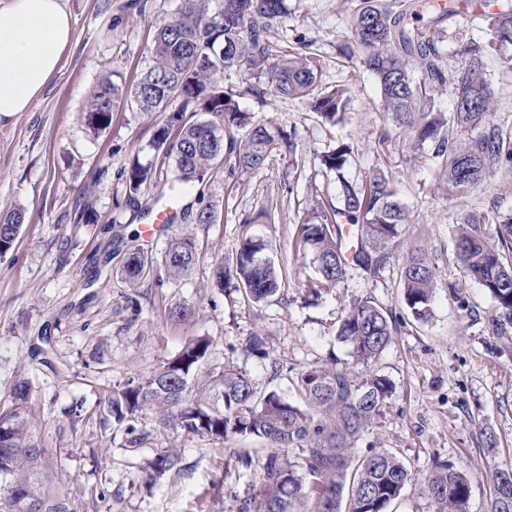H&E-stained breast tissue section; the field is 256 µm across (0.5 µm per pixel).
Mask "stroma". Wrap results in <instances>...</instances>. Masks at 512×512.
Here are the masks:
<instances>
[{"instance_id": "35a3bbf8", "label": "stroma", "mask_w": 512, "mask_h": 512, "mask_svg": "<svg viewBox=\"0 0 512 512\" xmlns=\"http://www.w3.org/2000/svg\"><path fill=\"white\" fill-rule=\"evenodd\" d=\"M129 2L66 0L73 40L60 70L29 111L0 116V218L22 215L14 248L0 257V407L10 406L17 381L30 383L34 437L53 466V488L73 512H233L230 491H244L252 477L225 471V460L241 449L259 455L260 442L233 438L219 445L163 434L149 412L139 420L146 438L132 445L99 408L100 398L149 374L198 336L212 338V361L293 398L275 364L301 368L331 353L346 358L336 326L352 301L371 296L395 320L394 341L377 364L394 389L357 453L388 449L418 477L435 461L453 463L469 478L470 512H485L494 474L512 467V331L492 335L487 318L494 302L458 267L451 227L471 213H512V173H491L477 188L449 196L446 173L430 150L408 149V134L381 111L378 87L359 53L340 52L351 36L356 0H288V15L269 40L280 50L307 45L321 63L324 87L347 91L345 121L323 123L305 98H257L246 90V73H225L223 83L237 90L242 110L294 132L295 155L271 156L257 171L223 164L200 194L176 197L152 187L143 200L149 215H134L122 206L117 173L133 156L148 159L161 116L126 107L95 136L83 109L106 72L135 82L151 61L156 23L176 17L182 2L139 0L135 8ZM485 71L499 91L493 121L510 130L512 46L487 59ZM341 142L355 152L348 179H362L377 166L389 173L411 217L401 249L423 244L429 250L437 282L427 322L415 321L406 307L397 262L374 280L350 270L318 298L306 287L312 257L295 251L294 235L316 200H336V179L317 157ZM78 198L97 214L96 223L74 222ZM203 204L215 220L195 229L193 272L161 287L151 276L130 285L117 239H136L159 255L183 225L158 224V212ZM264 209L273 223H256ZM246 232L267 241L284 278L280 294L258 306L214 283L216 266L232 259ZM175 307L186 308L187 316L171 318ZM257 330L268 338L267 358L236 353ZM168 448L178 449L179 470L151 485L139 480L147 461Z\"/></svg>"}]
</instances>
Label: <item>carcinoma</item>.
<instances>
[{
	"mask_svg": "<svg viewBox=\"0 0 512 512\" xmlns=\"http://www.w3.org/2000/svg\"><path fill=\"white\" fill-rule=\"evenodd\" d=\"M285 14V0H224L210 16L206 0H183L179 16L156 25L152 63L132 86L120 73L100 79L85 109V125L95 135L112 124L106 103H130L144 114L167 111L172 98L178 112L158 124L149 142L152 159L133 156L118 178L124 206L142 208L147 187L164 182L170 191L202 184L216 164L229 157L247 171L263 168L278 152L294 153L292 134L262 123L240 109L237 94L219 78L246 71L266 79L275 96L307 97L322 122L345 119L349 97L342 89L320 87V65L313 54L275 52L268 41ZM407 5L395 0H359L352 35L362 64L375 76L382 111L394 125L410 134V148H432L446 166L448 193H464L496 170L512 171V134L491 121L498 97L487 79L486 59L512 46V7L481 16L486 38L476 41L463 30L430 35L408 25ZM448 36L460 44L461 64L445 70L438 43ZM421 70L415 77L413 66ZM452 84L453 109L443 112L433 91ZM204 112L206 118L196 115ZM320 166L336 176L338 205L319 202L298 225L295 247L312 254L313 288L336 287L350 269L378 278L396 261L401 227L408 212L386 173L377 168L354 183L344 170L354 161V148L340 143L318 156ZM215 218L211 207L181 210L184 224L207 225ZM496 224V238L481 225ZM21 215L0 220V255L16 242ZM455 255L463 275L477 283L494 301L492 322L500 331L512 328V214H471L454 225ZM198 260L197 240L187 229L172 238L158 262L170 278L191 274ZM155 258L141 248L128 253L125 278L136 283L148 276ZM437 272L428 252L414 247L402 256L404 300L412 316L427 321ZM217 287L232 288L247 300L264 303L282 288V275L265 254L264 242L243 234L232 261L215 269ZM392 312L372 297L353 301L341 317L336 338L349 348L353 362L329 358L298 371L286 369L298 400L260 389L238 369L210 362L213 340L198 336L183 345L151 375L110 390L105 409L113 423L130 435L133 444L139 418L152 410L158 428L206 437L222 444L235 437H254L266 444L261 456L232 453L234 462L254 469L256 484L238 495L230 492L235 512H391L409 483L411 471L384 448L354 453V444L373 425L391 396L390 380L376 363L393 342ZM267 340L254 332L241 343L245 356H268ZM30 385H14L11 407L0 409V476H9L0 494V512H26L14 486L45 512H73L69 501L43 480L47 459L35 449L27 403ZM173 449L155 455L144 469L152 481L177 468ZM434 512H469L470 482L448 463H440L420 481ZM486 512H512V468L495 473Z\"/></svg>",
	"mask_w": 512,
	"mask_h": 512,
	"instance_id": "1",
	"label": "carcinoma"
}]
</instances>
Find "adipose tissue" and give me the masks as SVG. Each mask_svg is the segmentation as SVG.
<instances>
[{"label":"adipose tissue","mask_w":512,"mask_h":512,"mask_svg":"<svg viewBox=\"0 0 512 512\" xmlns=\"http://www.w3.org/2000/svg\"><path fill=\"white\" fill-rule=\"evenodd\" d=\"M72 25L64 0H10L0 12V116L29 111L58 72Z\"/></svg>","instance_id":"obj_1"}]
</instances>
